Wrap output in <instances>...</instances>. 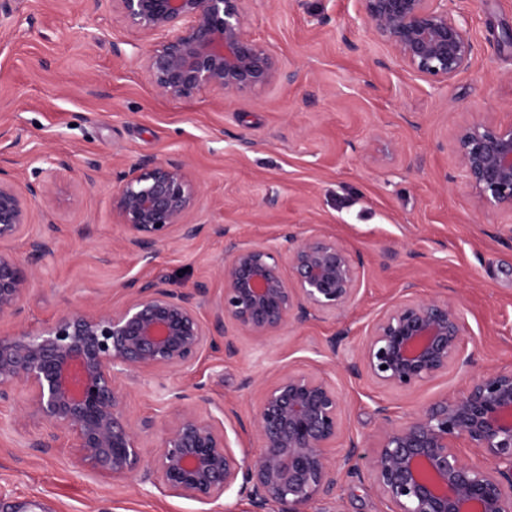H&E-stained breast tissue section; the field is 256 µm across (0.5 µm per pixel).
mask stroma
Returning a JSON list of instances; mask_svg holds the SVG:
<instances>
[{
  "mask_svg": "<svg viewBox=\"0 0 512 512\" xmlns=\"http://www.w3.org/2000/svg\"><path fill=\"white\" fill-rule=\"evenodd\" d=\"M0 19V143L17 168L39 167L47 197L11 245L56 239L33 265L34 283L0 330L49 326L77 306L93 311L128 299L129 280L151 276L189 291L211 319L224 287L218 275L234 244L283 248L286 233L319 230L364 263L354 307L319 313L262 338L241 336L238 353L207 352L188 368L127 379L132 420L187 403L234 400L249 416L257 386L281 366L325 365L344 402L343 437L363 443L359 468L381 430L375 412L407 418L484 373L512 368V217L481 203L451 150L457 126L480 113L512 118V0H447L473 41L469 67L448 84L414 77L392 60L358 16L357 0H250L246 33L275 47L288 81L247 100L204 89L187 100L159 96L143 69L149 40L108 0H8ZM68 156L47 170L48 156ZM144 157H177L199 181L203 224L173 236L152 263L119 248L112 213L115 175ZM101 176L83 180L88 160ZM460 299L471 366L407 391L349 371L371 321L402 295ZM344 340L337 351L327 341ZM44 426L23 417L20 394L0 399V512H249L229 493L213 503L171 496L137 479L112 482L82 467L65 436L36 447ZM311 512H390L369 479L346 478Z\"/></svg>",
  "mask_w": 512,
  "mask_h": 512,
  "instance_id": "obj_1",
  "label": "stroma"
}]
</instances>
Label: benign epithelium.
I'll list each match as a JSON object with an SVG mask.
<instances>
[{
  "label": "benign epithelium",
  "mask_w": 512,
  "mask_h": 512,
  "mask_svg": "<svg viewBox=\"0 0 512 512\" xmlns=\"http://www.w3.org/2000/svg\"><path fill=\"white\" fill-rule=\"evenodd\" d=\"M112 9L152 39L144 70L156 93L186 100L209 88L245 100L283 78L276 51L247 36L249 0H109ZM440 0H358L366 27L405 69L446 82L468 67L469 30ZM453 154L467 185L488 207L512 215V120L481 115L458 127ZM0 165V245L29 224L30 205L46 197L40 178ZM23 179L24 190L16 186ZM112 210L122 241L152 262L172 234L194 237L189 222L201 188L185 162L140 159L117 176ZM284 251L234 246L220 275L224 289L204 321L192 292L159 278H135L121 308H76L41 330L0 332V398L18 389L21 410L64 433L79 461L106 479L137 475L168 493L203 503L229 491L252 512H309L354 474L362 457L353 438L330 453L340 436L343 401L324 368H280L265 380L250 418L234 404L177 407L158 421L135 423L119 378L155 369L180 371L207 351L237 354L235 336H266L316 313L353 306L362 264L336 238L311 233L285 238ZM53 242L34 238L26 257L0 249V316L18 309L33 280V259ZM290 275H285L284 269ZM468 326L460 301L409 292L377 316L357 349L351 371L378 384L411 389L468 366ZM382 428L368 474L392 512H512V369L482 374L462 392L440 397L394 420L378 408ZM236 420L261 452L237 456L224 426ZM158 451L143 455L144 437Z\"/></svg>",
  "instance_id": "1"
}]
</instances>
